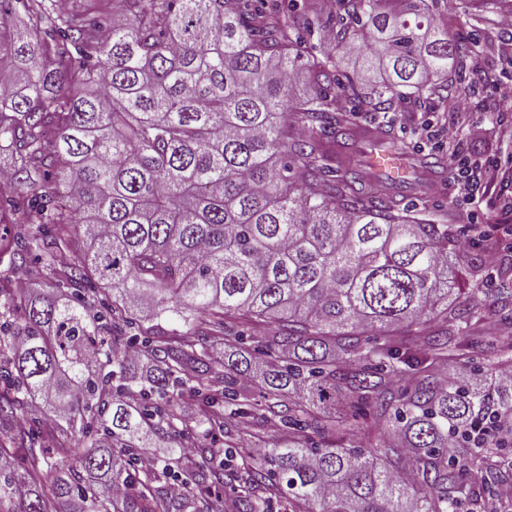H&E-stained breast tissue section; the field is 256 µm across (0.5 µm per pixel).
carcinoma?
<instances>
[{
	"mask_svg": "<svg viewBox=\"0 0 512 512\" xmlns=\"http://www.w3.org/2000/svg\"><path fill=\"white\" fill-rule=\"evenodd\" d=\"M241 2L0 0V223L28 225L0 237V262L34 260L58 290L0 284V459L23 461L0 465V512H184L172 472L190 494L225 476L204 445L208 465L186 464L187 399L206 431L248 417L288 434L256 452L239 426L234 496L210 512H459L463 473L485 480L512 384L441 374L468 349L475 313L448 302L484 292L477 266L452 225L365 189L376 175L354 156L373 130L348 116L435 99L475 43L449 32L445 0H346L336 40L357 70L342 82L307 40L332 0H302L286 25L278 0ZM459 5L481 25L512 10ZM303 69L313 92L295 98ZM129 328L151 363L137 404ZM344 398L382 424L379 444L359 445Z\"/></svg>",
	"mask_w": 512,
	"mask_h": 512,
	"instance_id": "carcinoma-1",
	"label": "carcinoma"
}]
</instances>
